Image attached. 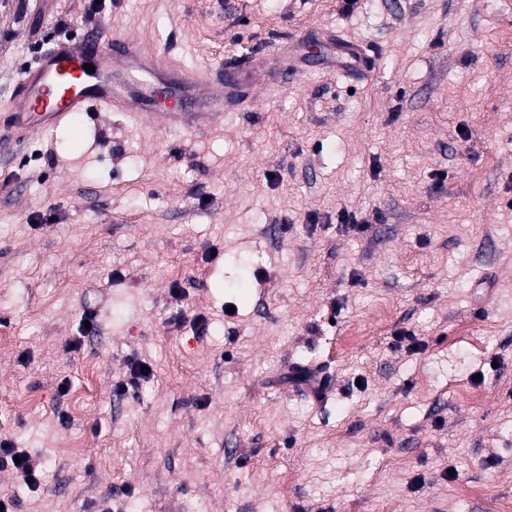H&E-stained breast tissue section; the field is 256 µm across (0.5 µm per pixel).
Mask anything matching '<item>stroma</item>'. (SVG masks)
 I'll use <instances>...</instances> for the list:
<instances>
[{
    "label": "stroma",
    "mask_w": 512,
    "mask_h": 512,
    "mask_svg": "<svg viewBox=\"0 0 512 512\" xmlns=\"http://www.w3.org/2000/svg\"><path fill=\"white\" fill-rule=\"evenodd\" d=\"M115 29L200 67L320 32L370 66L199 133L10 134L50 38ZM0 338V437L44 470L0 471L16 512H493L453 486L512 499V0H0ZM293 362L323 399L276 384ZM141 366L148 367V370H141ZM153 376V370L150 364L139 359H132L128 364L127 382L120 383L117 390L125 393L131 389L138 388L140 382L148 381Z\"/></svg>",
    "instance_id": "1"
}]
</instances>
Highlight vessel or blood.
Returning a JSON list of instances; mask_svg holds the SVG:
<instances>
[{
	"instance_id": "b4317fda",
	"label": "vessel or blood",
	"mask_w": 512,
	"mask_h": 512,
	"mask_svg": "<svg viewBox=\"0 0 512 512\" xmlns=\"http://www.w3.org/2000/svg\"><path fill=\"white\" fill-rule=\"evenodd\" d=\"M327 71L354 67L363 43L327 40ZM271 63L229 60L190 69L145 50L125 33L61 37L17 80L8 104L10 129L23 136L94 110L127 112L154 127L193 133L253 102L258 83L283 81Z\"/></svg>"
}]
</instances>
